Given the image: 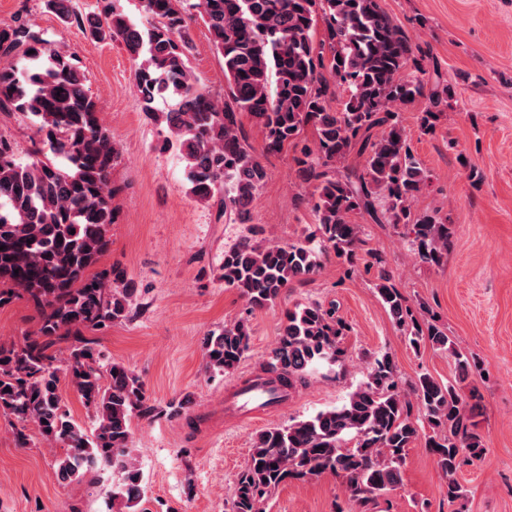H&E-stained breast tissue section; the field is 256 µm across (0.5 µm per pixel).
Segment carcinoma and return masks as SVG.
Instances as JSON below:
<instances>
[{"label":"carcinoma","instance_id":"obj_1","mask_svg":"<svg viewBox=\"0 0 512 512\" xmlns=\"http://www.w3.org/2000/svg\"><path fill=\"white\" fill-rule=\"evenodd\" d=\"M99 3L100 13L87 20L70 0H47V7L64 24L89 28L95 40L121 41L129 57L140 61L134 78L143 112L164 125V144L186 159L194 197L203 203L218 199L217 218L234 215L246 222L267 177L243 119L260 130L266 151L299 149L295 162L311 188L315 233L285 244L246 238L224 252V286L237 290L250 308L273 304L290 281L315 274L330 251L355 264L364 240L352 215L364 211L377 220L382 201L389 223L412 226L418 257L441 261L451 228L437 210L411 211V200L429 176L410 151L396 108L428 100L420 128L429 133L451 92L427 94L421 80L404 76L408 65H418L417 47L379 0H142V26L111 0ZM197 16L224 62L228 93L222 99L200 90L188 66L190 26ZM1 58L12 62L0 68V110L28 117L44 138L32 144L25 163L13 144L0 138V304L22 291L42 310L37 331L23 345L0 342V413L23 427L36 425L45 441L67 448L58 463L61 480L110 466L123 475L112 500H120L126 512H146L140 506L143 475L129 448L131 421L153 417L156 407L132 370L114 361L101 366L104 354L84 336L127 319L136 294L117 268L110 276L86 277L108 247L107 227L113 222L108 184L119 152L74 57L51 49L19 21L0 27ZM340 87L346 98L338 110L331 102ZM167 94L174 103L156 110L155 99ZM307 127L313 130L310 143L303 138ZM353 154L364 159L362 170L339 175L336 169ZM376 288L414 349L428 342L455 359V381L440 383L421 373L411 385L430 429L426 447L448 478L452 503L464 496L455 474L469 458L460 450H468L470 458L483 453L459 395L470 360L434 320L417 319L390 284L388 271L380 270ZM345 331L333 310L305 305L288 311L268 363L273 377L248 380L246 388L268 385L269 402L282 400L317 364L336 360ZM250 336L245 319L207 333V367L235 370ZM61 342L70 344L64 361L52 351ZM62 377L92 411L93 431L75 423L64 408L58 393ZM422 429L385 354L342 406L255 437L230 512H263L262 503L282 483L325 472L346 480L351 499H376L400 481L406 451ZM349 437L355 439L352 447Z\"/></svg>","mask_w":512,"mask_h":512}]
</instances>
